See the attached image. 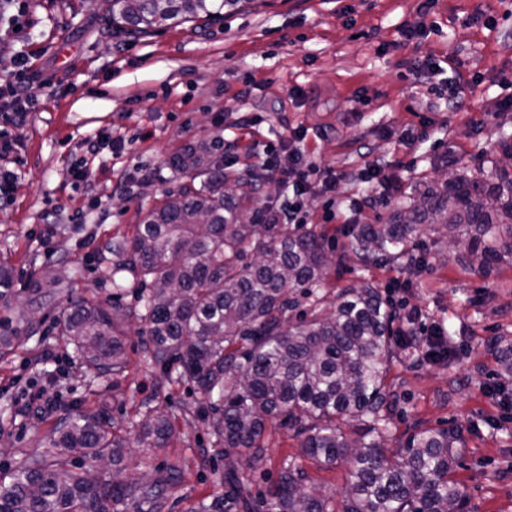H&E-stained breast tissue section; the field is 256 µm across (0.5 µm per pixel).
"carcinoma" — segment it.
Returning <instances> with one entry per match:
<instances>
[{
	"instance_id": "carcinoma-1",
	"label": "carcinoma",
	"mask_w": 512,
	"mask_h": 512,
	"mask_svg": "<svg viewBox=\"0 0 512 512\" xmlns=\"http://www.w3.org/2000/svg\"><path fill=\"white\" fill-rule=\"evenodd\" d=\"M112 34L134 40L170 23L224 19L255 0H102ZM177 189L150 208L132 237L106 243V279L116 294L127 277L139 284L136 304L107 307L84 298L64 310L59 335L91 369L124 366L128 325L137 322L143 358L169 384L188 380L201 396L195 411L208 422L224 456V493L189 512H471L450 474L466 441L457 426L423 427L392 439L389 365L399 352L398 318L378 288L365 282L325 306L330 274L353 259L425 267L414 251L444 240L461 245L481 274L512 260V168L491 163L474 177L464 169L444 182L415 184L388 224H347L341 253L325 226L263 224L245 208L265 183L251 166L225 170L224 140L201 141L175 154ZM63 278L48 269L34 291L52 293ZM11 268L0 264V356L21 339L10 316ZM303 297L308 308L292 323L288 311ZM498 375L512 380V341L492 340ZM284 418L309 459L330 465L348 459V495L338 504L312 494L308 476L290 462L260 500L245 488L241 459L268 454L267 426ZM129 439L114 431L109 412H66L48 438L50 456L31 454L0 476V512H162L168 483L116 475L128 449L167 448L174 436L165 407L148 408ZM112 465L90 481L73 455Z\"/></svg>"
}]
</instances>
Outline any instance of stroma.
<instances>
[{
  "instance_id": "35a3bbf8",
  "label": "stroma",
  "mask_w": 512,
  "mask_h": 512,
  "mask_svg": "<svg viewBox=\"0 0 512 512\" xmlns=\"http://www.w3.org/2000/svg\"><path fill=\"white\" fill-rule=\"evenodd\" d=\"M0 49V80L13 79L23 53L39 74L13 149L0 157L17 175L0 196V261L17 276L14 313L22 327L19 345L0 359V468L45 452L56 424L37 404H24L20 382L87 414L107 406L129 437L138 432L136 412L166 405L176 439L166 448L132 449L122 474L130 480L178 465L163 512H189L221 488L224 461L194 415L190 383L162 381L134 331L122 372L90 370L55 319L75 297L111 296L104 245L131 236L173 187L170 158L220 137L241 169L256 162L254 142L277 149L297 131L308 157L343 173L340 212L350 199L377 195L356 216L375 224L419 180L447 167L478 174L498 156L501 134H512V0H255L214 24L180 23L130 41L113 37L100 0H8ZM414 62L426 66L421 77L410 71ZM294 87L299 95L289 96ZM245 115L261 117L260 127L239 128ZM409 128L420 134L410 145L401 139ZM90 138L99 143L93 154ZM381 157L387 167L368 179V164ZM79 165L92 172L91 183L71 177ZM77 212L83 223H71ZM47 268L73 281L44 298L28 284ZM364 278L384 292L400 287L426 325L453 330V358L402 354L391 363L394 434L418 423L461 426L466 446L454 477L472 512H512V406L485 392L512 390L489 348L495 337L512 339V263L478 274L461 249L442 243L429 248L418 275L395 264L351 265L332 279L329 302ZM48 350L55 359L46 363ZM268 433L267 460L242 469L253 492L265 491L293 461L323 494L342 500L349 463L310 461L280 423Z\"/></svg>"
}]
</instances>
